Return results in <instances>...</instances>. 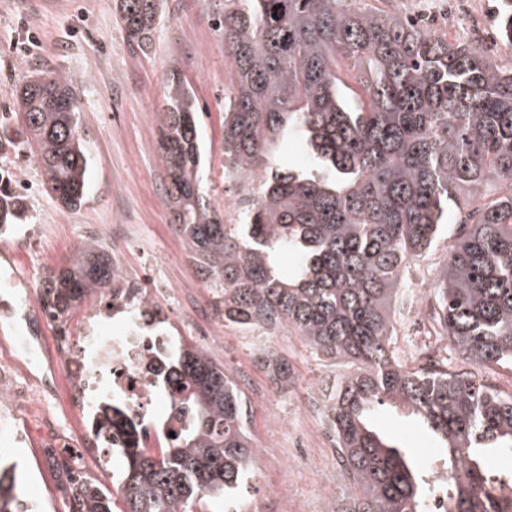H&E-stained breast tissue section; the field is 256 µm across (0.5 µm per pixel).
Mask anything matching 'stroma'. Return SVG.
Returning <instances> with one entry per match:
<instances>
[{
    "label": "stroma",
    "mask_w": 512,
    "mask_h": 512,
    "mask_svg": "<svg viewBox=\"0 0 512 512\" xmlns=\"http://www.w3.org/2000/svg\"><path fill=\"white\" fill-rule=\"evenodd\" d=\"M391 7L445 38L468 37L489 57L502 44L501 0H392ZM224 0H170V14L154 33L147 53L131 49L117 22L116 0H0V120L18 127L12 88L28 77L64 72L77 81L81 131L89 166L85 202L63 208L48 190L38 160L27 149L9 153L7 168L28 183L26 221L34 229L22 239L0 238V259L38 287L47 269L63 266L83 243L107 246L123 281L138 285L166 317V329L187 343L206 347L253 403L250 422L257 448L256 478L245 496L249 512H332L347 489L341 470L316 477L307 451L292 447L279 419L300 420L312 391L333 376L298 337L271 340L263 330L224 324L205 283L199 278L183 240L174 232L166 189L165 161L157 148L159 111L172 71L193 88L204 110L205 189L224 223V100L234 80L216 18ZM278 343L291 379L280 387L275 404L265 398V351ZM374 429L409 450L426 467L436 441L402 412L375 408ZM11 434H0V460L16 466L26 502L35 512H64V492L50 467L55 440L86 449L78 471L111 485L88 436L84 411L71 410L63 391L37 397L17 411ZM280 487L283 498L268 490Z\"/></svg>",
    "instance_id": "obj_1"
}]
</instances>
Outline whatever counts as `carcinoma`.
I'll return each mask as SVG.
<instances>
[{"label": "carcinoma", "instance_id": "carcinoma-1", "mask_svg": "<svg viewBox=\"0 0 512 512\" xmlns=\"http://www.w3.org/2000/svg\"><path fill=\"white\" fill-rule=\"evenodd\" d=\"M117 5L130 46L146 52L168 0ZM216 24L234 78L224 168L244 205L240 221L225 224L200 190L198 100L174 71L158 138L173 227L224 324L283 330L347 364L325 387L349 481L336 512H427L429 473L369 427L377 406L406 412L435 437L455 512H512L500 497L512 465H491L512 450V392L465 369L512 367V63L363 0H224ZM45 77L47 88L27 81L13 94L22 129L0 123V155L35 146L46 183L73 209L88 171L75 79ZM346 78L360 88L355 106L342 97ZM287 129L311 167L261 169ZM25 212L12 173H1L0 227ZM450 215L460 232L425 293L447 346L408 368L394 313L403 274L435 250ZM286 252L297 258L291 274L279 265ZM122 287L107 248L84 244L45 275L40 299L63 332L85 298ZM165 367L176 422L136 421L112 404L94 425L95 436L118 439L114 490L51 464L65 477L67 512H208L216 500L246 512L255 449L244 392L183 340L167 344ZM21 505L14 471L0 466V512Z\"/></svg>", "mask_w": 512, "mask_h": 512}]
</instances>
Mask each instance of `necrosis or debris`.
<instances>
[{
  "mask_svg": "<svg viewBox=\"0 0 512 512\" xmlns=\"http://www.w3.org/2000/svg\"><path fill=\"white\" fill-rule=\"evenodd\" d=\"M28 288V282L13 275L0 293V322L10 332L9 340L0 342V405L30 401L64 373L72 404L88 417H99L110 400L120 402L136 420L158 412L173 416V403L157 381L163 339L142 335L134 317L113 320L122 300H107L104 308L90 311L87 333L79 342L58 335L52 363L42 342L49 319Z\"/></svg>",
  "mask_w": 512,
  "mask_h": 512,
  "instance_id": "necrosis-or-debris-1",
  "label": "necrosis or debris"
}]
</instances>
